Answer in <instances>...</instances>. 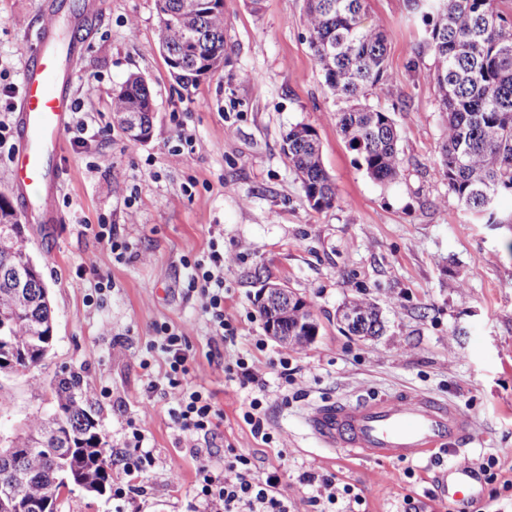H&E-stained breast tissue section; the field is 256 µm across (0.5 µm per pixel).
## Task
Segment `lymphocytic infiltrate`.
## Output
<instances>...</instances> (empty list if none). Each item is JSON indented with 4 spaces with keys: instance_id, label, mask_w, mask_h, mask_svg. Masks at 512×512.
I'll return each mask as SVG.
<instances>
[{
    "instance_id": "lymphocytic-infiltrate-1",
    "label": "lymphocytic infiltrate",
    "mask_w": 512,
    "mask_h": 512,
    "mask_svg": "<svg viewBox=\"0 0 512 512\" xmlns=\"http://www.w3.org/2000/svg\"><path fill=\"white\" fill-rule=\"evenodd\" d=\"M231 263V258L215 246L207 254L183 262L189 288L197 291L202 310L211 317L210 342L216 346L233 341L237 335L236 327L224 316V268ZM160 350L170 371L164 381H151V388L161 390L168 398L169 415L183 433L206 441L213 439L223 414L205 388L190 381L195 370V354L185 330L163 331ZM224 373L239 388L252 392L242 414L251 435L272 443L262 397L266 390L264 365L239 357L225 363ZM190 453L196 461L195 499L203 512H329L330 506L341 498L347 500L348 512H357L364 503L361 494L355 493L351 485L338 483L332 474L304 473L303 481L314 485L316 492L301 504L288 498L275 476H262L251 458L235 448L225 449L224 463L220 466L215 464L211 449L194 447Z\"/></svg>"
}]
</instances>
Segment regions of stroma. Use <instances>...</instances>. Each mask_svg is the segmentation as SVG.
I'll use <instances>...</instances> for the list:
<instances>
[{
	"instance_id": "35a3bbf8",
	"label": "stroma",
	"mask_w": 512,
	"mask_h": 512,
	"mask_svg": "<svg viewBox=\"0 0 512 512\" xmlns=\"http://www.w3.org/2000/svg\"><path fill=\"white\" fill-rule=\"evenodd\" d=\"M60 36L82 51L73 63L79 115L93 137L63 138L60 224H30L26 235L42 272L54 317V340L29 372L0 373V441L49 412L53 382L77 374L92 390V413L114 450H123L142 405L151 417L145 444L155 465L143 493L123 499L65 496L58 512H188L196 477L192 441L168 416L149 376H162L163 355L149 351L155 326L185 328L199 367L198 384L223 413L212 444L216 463L234 447L299 500L312 493L303 473L335 474L354 486L365 512H393L405 495L426 500L442 464L479 466L496 456L512 479V194L501 195L499 224H482L437 174L443 119L433 85L418 74L432 62L420 15L407 0H369L368 19L388 38L386 91L367 102L390 112L399 131L405 176L395 185L370 178L336 129L343 104L324 84L303 25L305 0H224L223 66L195 88L171 77L157 41L155 0H66ZM55 0H0V88L20 86L29 39ZM137 21L130 31L129 21ZM141 74L154 98L149 140H129L112 122V94ZM316 130L326 171L343 204L316 210L282 151L290 126ZM115 226L133 245L119 263L91 232ZM224 245V313L237 337L225 359L250 353L268 364V430L282 456L254 440L241 417L246 396L209 363L211 327L189 292L183 260ZM94 259L97 272L83 271ZM266 266L310 305L316 339L286 349L268 338L255 306L256 267ZM112 288L97 294V274ZM375 302L382 335L359 339L336 320L343 303ZM304 369L289 385L278 361ZM149 360L143 370L141 360ZM425 391L470 416V444L437 450L423 461L363 462L323 447L311 434L312 404L359 392ZM178 476H171L170 464Z\"/></svg>"
}]
</instances>
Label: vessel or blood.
I'll list each match as a JSON object with an SVG mask.
<instances>
[{
  "instance_id": "b4317fda",
  "label": "vessel or blood",
  "mask_w": 512,
  "mask_h": 512,
  "mask_svg": "<svg viewBox=\"0 0 512 512\" xmlns=\"http://www.w3.org/2000/svg\"><path fill=\"white\" fill-rule=\"evenodd\" d=\"M60 17L46 13L30 38L16 104L17 144L12 189L21 198L26 222L59 220L54 199L63 184L62 141L75 98L66 54L56 45ZM307 424L317 440L366 459H412L467 442L473 423L452 403L425 393H370L311 406ZM438 492L454 502L474 496L470 466L449 463Z\"/></svg>"
}]
</instances>
